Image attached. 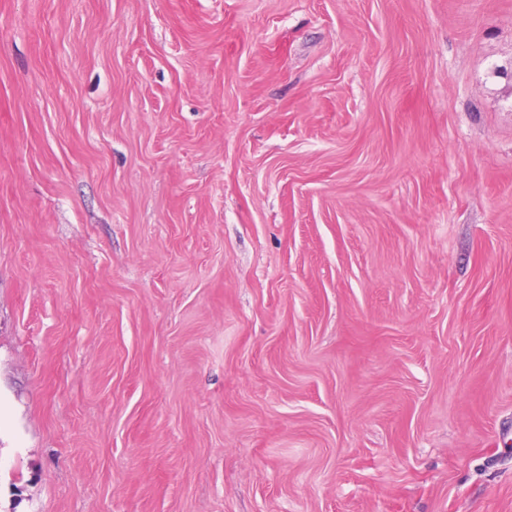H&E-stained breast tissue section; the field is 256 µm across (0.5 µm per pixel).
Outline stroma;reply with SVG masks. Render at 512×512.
Wrapping results in <instances>:
<instances>
[{"instance_id":"stroma-1","label":"stroma","mask_w":512,"mask_h":512,"mask_svg":"<svg viewBox=\"0 0 512 512\" xmlns=\"http://www.w3.org/2000/svg\"><path fill=\"white\" fill-rule=\"evenodd\" d=\"M0 512H512V0H0Z\"/></svg>"}]
</instances>
